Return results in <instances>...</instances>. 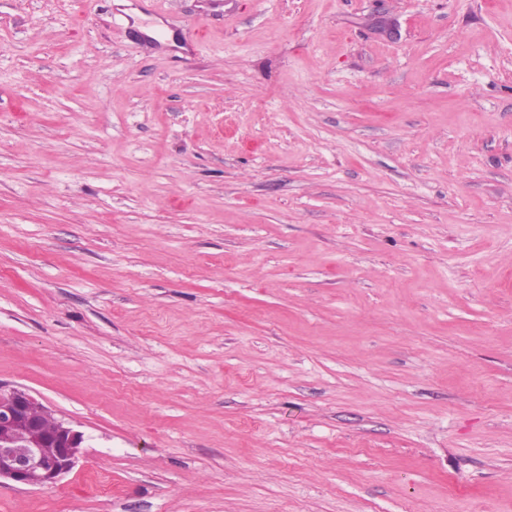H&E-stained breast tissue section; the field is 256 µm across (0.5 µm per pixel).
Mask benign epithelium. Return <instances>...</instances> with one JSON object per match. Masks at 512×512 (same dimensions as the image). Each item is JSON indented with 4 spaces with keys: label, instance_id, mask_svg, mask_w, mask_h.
<instances>
[{
    "label": "benign epithelium",
    "instance_id": "1",
    "mask_svg": "<svg viewBox=\"0 0 512 512\" xmlns=\"http://www.w3.org/2000/svg\"><path fill=\"white\" fill-rule=\"evenodd\" d=\"M83 442L29 392L0 386V481L51 486L73 469Z\"/></svg>",
    "mask_w": 512,
    "mask_h": 512
}]
</instances>
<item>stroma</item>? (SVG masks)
<instances>
[{
	"instance_id": "1",
	"label": "stroma",
	"mask_w": 512,
	"mask_h": 512,
	"mask_svg": "<svg viewBox=\"0 0 512 512\" xmlns=\"http://www.w3.org/2000/svg\"><path fill=\"white\" fill-rule=\"evenodd\" d=\"M0 385V512H512V0H0ZM83 442L80 431L29 392L0 385V483L51 486L73 469Z\"/></svg>"
}]
</instances>
